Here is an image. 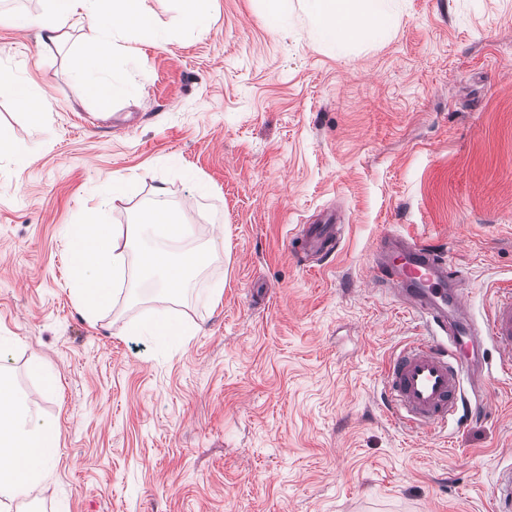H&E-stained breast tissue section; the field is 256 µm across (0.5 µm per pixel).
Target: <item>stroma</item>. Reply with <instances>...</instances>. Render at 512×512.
<instances>
[{
    "mask_svg": "<svg viewBox=\"0 0 512 512\" xmlns=\"http://www.w3.org/2000/svg\"><path fill=\"white\" fill-rule=\"evenodd\" d=\"M147 5L177 36H136L107 98L73 76L80 32L46 47L0 23V65L49 103L0 97L20 151L0 158V336L15 390L58 427L37 499L13 512H496L512 376L484 341L478 415L428 434L394 423L383 370L423 323L369 267L385 233L430 245L465 272L478 321L512 285V0H399L387 39L342 51L299 7L276 35L265 0H215L198 36L178 30L180 0ZM115 172L132 188L112 223L163 185L224 251L182 299L123 289L91 322L69 230ZM329 214L339 245L304 252V225ZM159 310L194 324L185 346L126 334Z\"/></svg>",
    "mask_w": 512,
    "mask_h": 512,
    "instance_id": "stroma-1",
    "label": "stroma"
}]
</instances>
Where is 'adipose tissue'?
Listing matches in <instances>:
<instances>
[{"label": "adipose tissue", "mask_w": 512, "mask_h": 512, "mask_svg": "<svg viewBox=\"0 0 512 512\" xmlns=\"http://www.w3.org/2000/svg\"><path fill=\"white\" fill-rule=\"evenodd\" d=\"M43 11L26 16L25 28L36 30L42 44L58 45L71 31H81L83 44L75 78L90 93L112 94L106 73L118 53L133 55L127 42L148 27L147 0H46ZM395 0H302L317 40L341 46L385 35ZM154 43L170 42L168 30L149 29ZM175 345L194 334L192 325L167 315H152L133 328ZM9 340L0 336V504L31 497L41 485L56 451L57 426L35 414L26 396L11 387L7 364Z\"/></svg>", "instance_id": "ef3b65f1"}]
</instances>
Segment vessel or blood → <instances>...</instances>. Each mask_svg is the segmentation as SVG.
<instances>
[{
  "instance_id": "b4317fda",
  "label": "vessel or blood",
  "mask_w": 512,
  "mask_h": 512,
  "mask_svg": "<svg viewBox=\"0 0 512 512\" xmlns=\"http://www.w3.org/2000/svg\"><path fill=\"white\" fill-rule=\"evenodd\" d=\"M335 235L330 223L310 224L303 231L306 244L317 251ZM372 274L375 284L397 292L430 327L428 335L395 356L383 378L388 409L406 430L425 433L443 428L465 406L463 383L480 391L481 359L462 356L479 332H486L496 344L501 370L512 372L511 288L497 291L484 324H477L458 287L461 273L427 245L391 233L380 239Z\"/></svg>"
}]
</instances>
